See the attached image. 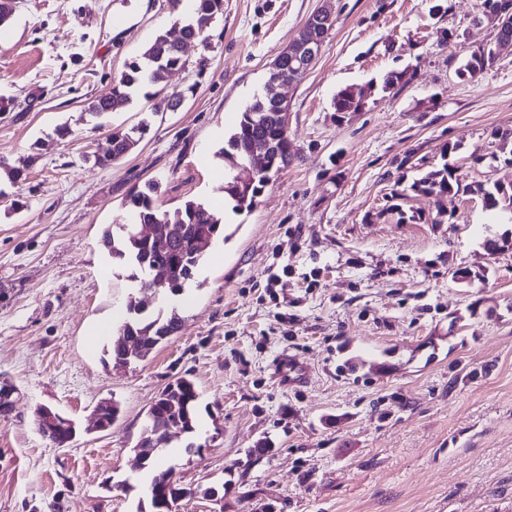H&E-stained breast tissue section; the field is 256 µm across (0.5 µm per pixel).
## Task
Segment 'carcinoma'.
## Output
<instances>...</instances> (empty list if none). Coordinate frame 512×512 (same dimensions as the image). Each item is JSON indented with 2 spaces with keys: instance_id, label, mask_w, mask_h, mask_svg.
I'll return each mask as SVG.
<instances>
[{
  "instance_id": "1",
  "label": "carcinoma",
  "mask_w": 512,
  "mask_h": 512,
  "mask_svg": "<svg viewBox=\"0 0 512 512\" xmlns=\"http://www.w3.org/2000/svg\"><path fill=\"white\" fill-rule=\"evenodd\" d=\"M192 2L194 16L181 26L179 36L173 37L167 32L157 34L141 55L126 65L121 76L113 80L109 90L89 104L90 116L104 118L117 106L131 102L141 93L148 100L154 98L155 94L150 89L159 87L170 72L186 67L184 42L198 41L207 45V31L224 14V0ZM495 58L496 46L489 45L471 54L458 68V74L474 78ZM367 97L368 90L364 88L356 92L345 88L336 94L333 105L337 112H356L362 109ZM147 128L148 122L143 119L127 130L107 131L94 154V164L108 168L123 159L138 143L136 135H144ZM258 140L268 146L267 174L249 183H241L239 173L248 164L252 145ZM221 154L229 168L221 187L225 199L233 203L236 211L252 208L270 175L288 165L292 155L288 128L281 123L272 90H264L242 112ZM158 188L155 182L146 183L143 189L136 185L131 187L122 200V206L132 215L133 222L108 226L102 233L101 242L112 264L130 271L128 278L134 286L141 287L145 269L159 264L163 270L159 291L165 295L180 296L191 291L195 273L204 262L207 249L220 241H227L230 235L226 234L224 218L217 216L206 203L188 200L172 214L160 211L155 202ZM411 189L435 198L467 191L456 175V167L448 164L416 180ZM477 191L486 201V207L512 213V187L507 189L495 184L487 188L480 185ZM141 224H162L166 233L159 239L145 238L140 233ZM179 328L180 316L176 309L147 313L140 308V301L132 296L127 303V316L108 339L106 352L109 361L114 367L130 364V358L122 348L125 336H138L143 340L144 348L138 356L144 357L174 336ZM200 397L196 383L181 376L165 386L149 407L145 419L146 435L133 446L136 452L149 445L153 447L145 462L148 469L144 488L147 508L139 512H171L167 504L173 505L179 497L191 498L197 494L191 487L165 481L169 472L156 468V461L174 436L183 434L191 438L195 435ZM57 420L58 423L52 425L42 410L35 411L37 431L56 447L65 448L69 445L71 421L61 414L57 415Z\"/></svg>"
}]
</instances>
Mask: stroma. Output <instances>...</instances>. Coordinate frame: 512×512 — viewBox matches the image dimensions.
Returning <instances> with one entry per match:
<instances>
[{"mask_svg":"<svg viewBox=\"0 0 512 512\" xmlns=\"http://www.w3.org/2000/svg\"><path fill=\"white\" fill-rule=\"evenodd\" d=\"M326 1L333 30L281 89L287 167L252 209L226 210L231 238L173 299L177 334L112 367L98 327L120 324L136 290L104 229L128 222L123 197L152 180L163 211L220 198L233 126ZM184 19L169 0H15L0 29V97L12 101L0 162L26 171L0 183V389L12 401L0 512H137L133 446L180 376L201 392L203 450L163 462L200 490L174 512H512V220L473 191L512 184L495 136L512 129V46L478 78L457 74L496 39L484 0H224L207 45L186 47V69L165 81L180 106L139 97L110 113L103 129L146 118L150 130L112 168L95 166L103 129L88 103ZM402 71L410 83L385 88ZM347 87L370 88L362 110H335ZM447 162L468 192L396 199ZM501 238L509 247L488 251ZM284 353L307 384L278 382ZM103 399L120 413L102 432L91 412ZM41 406L75 422L68 447L36 430ZM260 447L268 455L249 457ZM219 485L221 502L202 495Z\"/></svg>","mask_w":512,"mask_h":512,"instance_id":"1","label":"stroma"}]
</instances>
